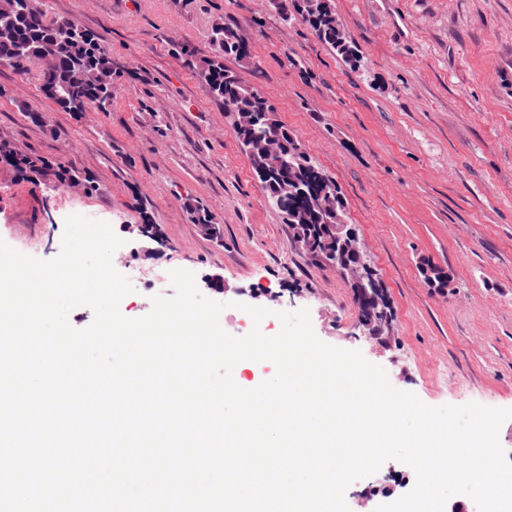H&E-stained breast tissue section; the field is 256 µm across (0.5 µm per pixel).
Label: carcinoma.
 <instances>
[{"instance_id":"cac0c4a2","label":"carcinoma","mask_w":512,"mask_h":512,"mask_svg":"<svg viewBox=\"0 0 512 512\" xmlns=\"http://www.w3.org/2000/svg\"><path fill=\"white\" fill-rule=\"evenodd\" d=\"M274 8L285 21L298 19L315 37L331 48L350 65L357 59L354 43L349 41L336 21L332 0H275ZM76 21H56L47 18L33 0H21V10L15 18L12 38L0 37V58L6 57L9 66L23 72L27 65L41 68L44 94L60 108L80 112L84 105L97 103L104 110L112 103V92L121 79L112 65V58L99 38L88 30L70 34L66 47L56 52L51 45L62 30ZM209 42L214 54L199 60L197 76L212 96L224 103V110L250 112L256 125H264L281 134L283 155H261L252 130L234 129L243 153L248 157L254 173L260 167L267 175L259 178L268 201L280 196L288 208L301 205L328 179L325 170L305 151L293 132L278 119L276 104L258 89L245 84L236 73L224 66V58H250L247 43L236 32L222 24L212 27ZM0 156L26 180H33L50 171H57L60 180H67L66 170L52 160L38 159L7 146L0 147Z\"/></svg>"}]
</instances>
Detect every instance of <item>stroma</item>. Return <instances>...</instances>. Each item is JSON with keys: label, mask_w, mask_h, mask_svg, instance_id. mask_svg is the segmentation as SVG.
Returning <instances> with one entry per match:
<instances>
[{"label": "stroma", "mask_w": 512, "mask_h": 512, "mask_svg": "<svg viewBox=\"0 0 512 512\" xmlns=\"http://www.w3.org/2000/svg\"><path fill=\"white\" fill-rule=\"evenodd\" d=\"M37 3L95 33L124 77L107 110L76 114L45 97L39 67L0 66V135L96 186L31 182L0 161V241L50 260L66 218L92 214L123 241L112 263L134 287L119 305L126 318L173 296L169 273L184 269L225 303L219 322L231 335L256 326L243 305L270 309L256 326L267 336L281 329L278 312L305 308L322 342L360 351L426 405L512 408V0H334L358 51L353 67L267 0ZM218 23L253 51L225 66L276 103L341 188L392 305L391 340L364 335L348 281L296 246L230 114L197 79ZM34 106L37 122L25 114ZM201 209L220 237L201 231ZM144 210L163 232L149 258L134 230ZM428 263L447 272V287L425 279ZM415 482L389 460L345 501L363 512L365 499L386 504Z\"/></svg>", "instance_id": "1"}]
</instances>
